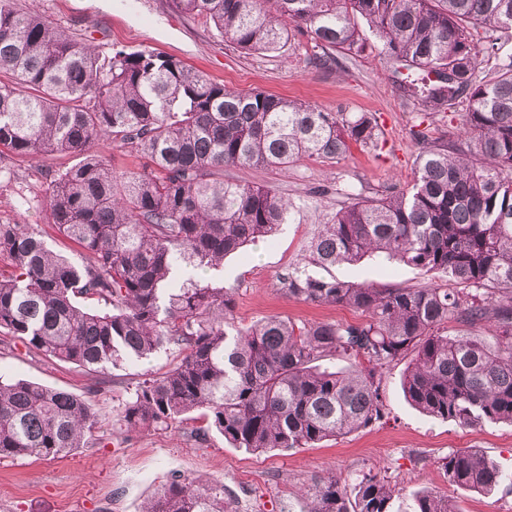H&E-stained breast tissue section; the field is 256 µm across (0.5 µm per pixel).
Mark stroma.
I'll return each mask as SVG.
<instances>
[{"label":"stroma","instance_id":"stroma-1","mask_svg":"<svg viewBox=\"0 0 512 512\" xmlns=\"http://www.w3.org/2000/svg\"><path fill=\"white\" fill-rule=\"evenodd\" d=\"M19 9L38 6L65 31L106 51L121 46L151 50L203 71L227 87L261 90L307 102L326 111L367 112L380 128L377 150L353 149L333 163L304 158L288 171L228 165L225 180L263 185L278 191L299 208V221L282 225L272 240L226 257L214 280L234 287V319L242 326L277 315L300 323H357L361 312L318 306L289 298L278 286L288 265L303 254L317 218L335 213L336 199L316 196L341 179L365 192L390 184L408 189L417 176L418 146L411 134L419 110L388 80L379 55L346 63L340 71H317L305 59L312 51L308 35L298 34L276 52L245 54L212 26L179 12L172 0H10ZM76 158L55 154L35 161L0 155V224H31L47 245L74 263L82 249L53 226L43 205L45 171L75 164ZM338 277L377 286L429 281L416 269L367 257L340 269ZM174 353L125 364L96 375L72 364L45 357L18 339L0 334V377L24 378L77 393L89 399L100 418L104 440L53 460L0 461V512H142L171 476L222 485L224 499L235 512H301L302 489L327 473L354 481L367 469L380 471L402 494L426 489L453 499L461 512H512V426L487 424L472 429L422 415L406 400L398 363L383 381L387 416L382 423L325 441L315 448L253 454L234 448L219 435L204 443L194 438L197 420L176 422L165 433H113L116 411L141 373L160 374L174 363ZM477 450L494 460L504 480L488 494L448 483L443 465L449 454Z\"/></svg>","mask_w":512,"mask_h":512}]
</instances>
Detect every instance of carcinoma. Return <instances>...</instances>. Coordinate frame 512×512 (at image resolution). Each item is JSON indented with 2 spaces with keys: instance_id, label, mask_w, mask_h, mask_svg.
<instances>
[{
  "instance_id": "obj_1",
  "label": "carcinoma",
  "mask_w": 512,
  "mask_h": 512,
  "mask_svg": "<svg viewBox=\"0 0 512 512\" xmlns=\"http://www.w3.org/2000/svg\"><path fill=\"white\" fill-rule=\"evenodd\" d=\"M242 52L272 53L307 33V64L337 70L377 51L394 83L418 97L419 124L453 110L456 140L421 130L417 178L374 196L336 186L306 253L279 276L307 303L351 307L365 320L235 325L234 288L200 276L224 257L296 222L292 201L224 180V166L288 170L378 149L376 118L327 112L264 91H239L154 51L94 45L38 10L0 0V153L80 160L50 174L53 224L83 250L72 264L31 224H0V333L94 373L161 350L117 410L126 430L165 431L196 412L198 439L265 453L314 448L385 418L382 381L402 380L423 415L462 427L512 424V0H173ZM121 142L152 169L116 174L98 145ZM438 274L448 287L375 286L332 274L365 257ZM458 328L450 331L448 324ZM498 337L488 346L482 331ZM351 367H324L326 358ZM83 396L26 379L0 381V460L54 459L94 440ZM448 482L490 493L498 465L476 450L444 464ZM305 512H460L445 496L406 498L369 469L306 490ZM144 512H233L224 488L172 478Z\"/></svg>"
}]
</instances>
